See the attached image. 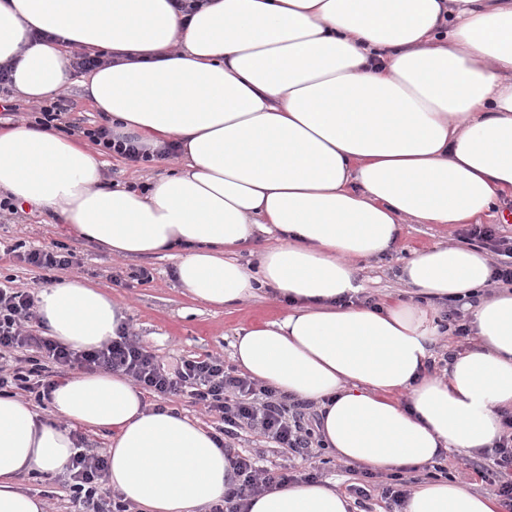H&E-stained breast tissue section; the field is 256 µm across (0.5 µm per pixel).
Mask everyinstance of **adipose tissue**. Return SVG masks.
I'll list each match as a JSON object with an SVG mask.
<instances>
[{
	"label": "adipose tissue",
	"mask_w": 512,
	"mask_h": 512,
	"mask_svg": "<svg viewBox=\"0 0 512 512\" xmlns=\"http://www.w3.org/2000/svg\"><path fill=\"white\" fill-rule=\"evenodd\" d=\"M107 55L82 87L113 135L178 143L174 174L104 185L80 140L0 127V190L115 258H175L185 297L227 311L272 292L280 316L235 329L232 359L314 403L332 456L391 473L493 446L512 412V288L478 248L444 243L399 268L405 298L355 304L356 263L407 224H468L512 197V0H0V65L31 101L69 80L65 48ZM251 259H239L241 250ZM474 300L472 347L432 371L439 325L421 300ZM44 335L115 338L127 306L88 280L39 287ZM52 421L0 395V512H45L23 489L64 470L83 429L110 436V482L137 512H209L233 472L213 428L153 409L128 376L59 381ZM293 483L245 512H351ZM459 478L418 484L404 512H500Z\"/></svg>",
	"instance_id": "1"
}]
</instances>
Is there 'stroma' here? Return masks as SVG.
Wrapping results in <instances>:
<instances>
[{
    "label": "stroma",
    "mask_w": 512,
    "mask_h": 512,
    "mask_svg": "<svg viewBox=\"0 0 512 512\" xmlns=\"http://www.w3.org/2000/svg\"><path fill=\"white\" fill-rule=\"evenodd\" d=\"M465 225L445 230L434 224H407L398 247L390 254L359 262L358 277L365 297L382 300L403 292L398 278L403 258L415 248L442 243L447 237L461 239ZM49 247L56 243L68 246L78 257L79 277L106 288L130 307L129 323L141 345L164 361L181 358L220 355L225 365H232L229 342L235 328L255 320L273 319L280 310L271 301L257 300L227 313L182 296L178 288L174 262L165 256H137L115 259L71 233L54 231L45 224L39 209L27 205L11 219H0V280L12 278L16 287L35 290L46 281L57 280L58 272H47L20 262L6 252L9 244ZM231 444L237 452L261 460L267 467L295 465L304 469L306 461L294 459L289 449L278 447L263 435L240 431ZM449 469H462L475 492L495 496L496 483L491 479L497 467L493 456L478 454L461 460L449 455ZM64 473H34L28 475L23 487L29 493L47 495L49 512H67L69 490Z\"/></svg>",
    "instance_id": "stroma-1"
}]
</instances>
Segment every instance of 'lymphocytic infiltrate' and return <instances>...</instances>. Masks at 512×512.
Listing matches in <instances>:
<instances>
[{"label":"lymphocytic infiltrate","instance_id":"1","mask_svg":"<svg viewBox=\"0 0 512 512\" xmlns=\"http://www.w3.org/2000/svg\"><path fill=\"white\" fill-rule=\"evenodd\" d=\"M71 108L66 98L38 108L36 126L80 134L92 145L131 165L166 158L170 147L150 153L136 145L113 140L108 128L100 124L76 125L67 119ZM468 234L495 256L493 282L512 285V236L500 234L497 225L477 224ZM34 300L23 288L0 285V390L19 389L44 399L53 379L75 369L120 370L144 390L159 397L189 395L220 421V434L235 438L249 429L271 439L279 447L300 457L312 454V431L300 418L291 416L287 404L279 401L273 389L237 375L225 367L219 356L180 359L165 364L163 359L140 345L129 331L95 350H74L41 335L33 334ZM504 431L496 441L494 453L501 480L497 494L512 512V414L503 416ZM225 453L238 482L225 493L211 512H243L247 500L274 486L291 482H313L318 470L298 471L283 466L277 470L260 468L256 461L240 455L234 448ZM72 512H128L126 505L113 499L107 486L108 465L104 452L79 449L68 468Z\"/></svg>","mask_w":512,"mask_h":512}]
</instances>
